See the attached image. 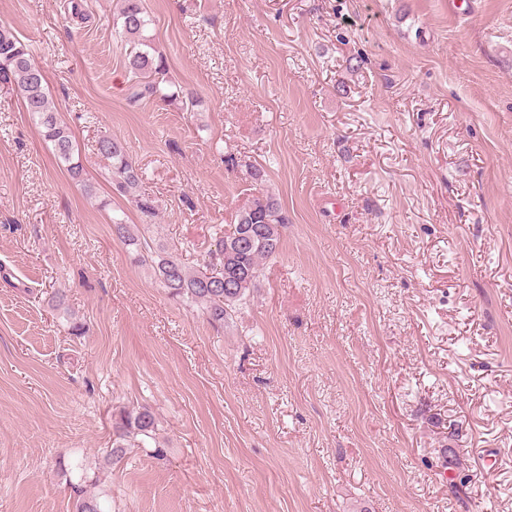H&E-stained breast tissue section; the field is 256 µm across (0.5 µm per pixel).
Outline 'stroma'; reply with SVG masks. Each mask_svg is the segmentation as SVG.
<instances>
[{
	"label": "stroma",
	"instance_id": "stroma-1",
	"mask_svg": "<svg viewBox=\"0 0 512 512\" xmlns=\"http://www.w3.org/2000/svg\"><path fill=\"white\" fill-rule=\"evenodd\" d=\"M143 6L195 110L129 105L116 0H0L96 187L0 91V512H74L77 463L112 512H512V0ZM249 163L288 224L216 328L111 219L203 269ZM138 407L163 457L106 466ZM97 150L111 162L113 183L117 189L129 196L136 209L151 221L158 215V205L150 197L139 193V169L127 156L122 143L110 136H103L97 142Z\"/></svg>",
	"mask_w": 512,
	"mask_h": 512
}]
</instances>
